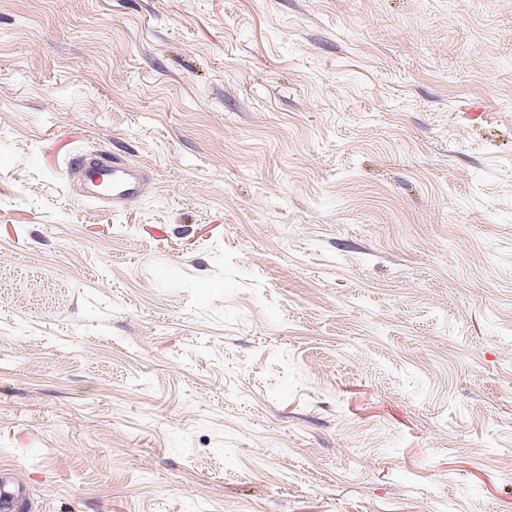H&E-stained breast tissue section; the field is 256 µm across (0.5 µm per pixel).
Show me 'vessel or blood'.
Returning <instances> with one entry per match:
<instances>
[{"label": "vessel or blood", "mask_w": 512, "mask_h": 512, "mask_svg": "<svg viewBox=\"0 0 512 512\" xmlns=\"http://www.w3.org/2000/svg\"><path fill=\"white\" fill-rule=\"evenodd\" d=\"M67 175L85 183L89 199L107 211L140 199L151 184L144 168L107 149L73 156L67 164Z\"/></svg>", "instance_id": "vessel-or-blood-1"}]
</instances>
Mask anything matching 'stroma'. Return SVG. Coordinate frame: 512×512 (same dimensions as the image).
<instances>
[{"label":"stroma","instance_id":"obj_1","mask_svg":"<svg viewBox=\"0 0 512 512\" xmlns=\"http://www.w3.org/2000/svg\"><path fill=\"white\" fill-rule=\"evenodd\" d=\"M150 172L106 212L66 173ZM18 512H512V0H0ZM70 179L87 185L85 198L94 200L107 211L122 209L143 197L151 184L149 173L126 157L107 149L76 155L67 164ZM106 193H97L100 187Z\"/></svg>","mask_w":512,"mask_h":512}]
</instances>
